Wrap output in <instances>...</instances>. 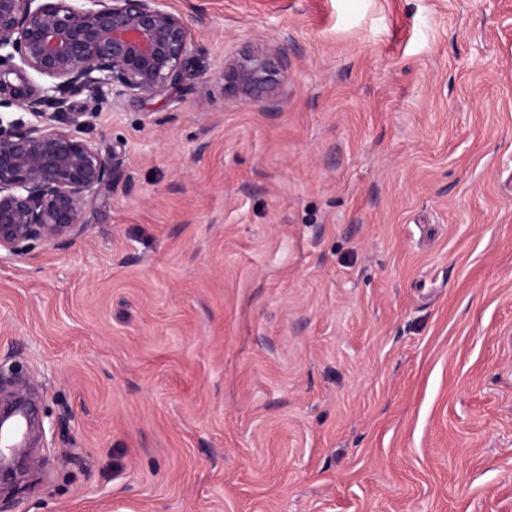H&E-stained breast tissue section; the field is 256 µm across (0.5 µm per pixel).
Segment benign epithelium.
I'll use <instances>...</instances> for the list:
<instances>
[{
  "label": "benign epithelium",
  "mask_w": 512,
  "mask_h": 512,
  "mask_svg": "<svg viewBox=\"0 0 512 512\" xmlns=\"http://www.w3.org/2000/svg\"><path fill=\"white\" fill-rule=\"evenodd\" d=\"M191 23L164 0H0V251L22 254L81 236L87 207L112 187L114 164L85 136L91 99L164 97L196 78ZM287 59L244 47L224 61V90L277 98ZM36 422L32 403L0 393V423Z\"/></svg>",
  "instance_id": "7a95c632"
}]
</instances>
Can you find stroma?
<instances>
[{"mask_svg": "<svg viewBox=\"0 0 512 512\" xmlns=\"http://www.w3.org/2000/svg\"><path fill=\"white\" fill-rule=\"evenodd\" d=\"M165 6L207 92L70 97L119 177L0 258V512H512V0ZM286 68L287 59L280 49L245 46L224 62V90L247 103L272 102L282 88ZM0 413V423L7 422L17 415L22 416L27 430L30 424L34 425L36 422V413L32 402H22L19 396L12 393H0Z\"/></svg>", "mask_w": 512, "mask_h": 512, "instance_id": "obj_1", "label": "stroma"}]
</instances>
